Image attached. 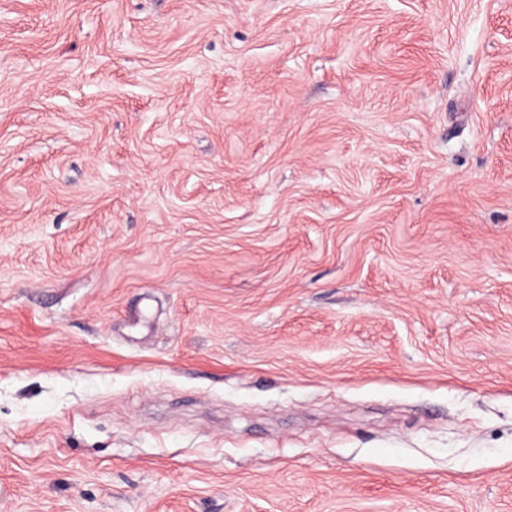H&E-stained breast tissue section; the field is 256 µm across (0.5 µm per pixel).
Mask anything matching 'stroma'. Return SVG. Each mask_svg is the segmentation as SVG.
Returning a JSON list of instances; mask_svg holds the SVG:
<instances>
[{"label": "stroma", "instance_id": "1", "mask_svg": "<svg viewBox=\"0 0 512 512\" xmlns=\"http://www.w3.org/2000/svg\"><path fill=\"white\" fill-rule=\"evenodd\" d=\"M0 512H512V0H0Z\"/></svg>", "mask_w": 512, "mask_h": 512}]
</instances>
